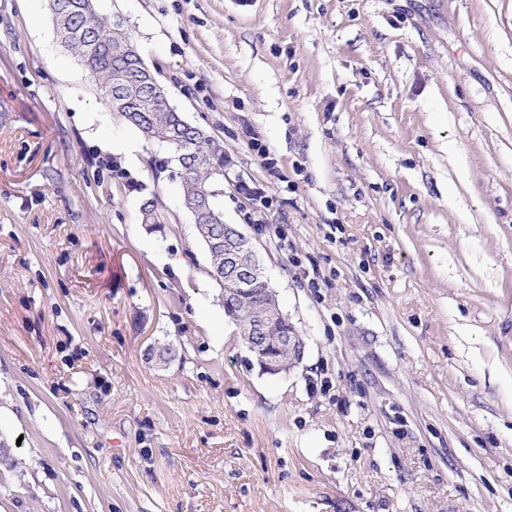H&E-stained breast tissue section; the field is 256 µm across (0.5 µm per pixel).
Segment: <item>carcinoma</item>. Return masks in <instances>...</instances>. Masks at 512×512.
<instances>
[{
  "label": "carcinoma",
  "mask_w": 512,
  "mask_h": 512,
  "mask_svg": "<svg viewBox=\"0 0 512 512\" xmlns=\"http://www.w3.org/2000/svg\"><path fill=\"white\" fill-rule=\"evenodd\" d=\"M61 47L85 66L89 82L99 89L111 115L135 129L148 143H157L170 153L178 170L182 200L208 197L213 209L224 190L217 172L224 169L223 146L205 131L188 124L179 112L162 107L161 88L142 51L127 28H116L88 0H47ZM141 223L155 227L165 215L154 197L142 199ZM208 275L224 296V249L204 246ZM158 364L167 365L178 357L174 344L152 348Z\"/></svg>",
  "instance_id": "cac0c4a2"
}]
</instances>
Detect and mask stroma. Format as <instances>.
Here are the masks:
<instances>
[{"label":"stroma","instance_id":"stroma-1","mask_svg":"<svg viewBox=\"0 0 512 512\" xmlns=\"http://www.w3.org/2000/svg\"><path fill=\"white\" fill-rule=\"evenodd\" d=\"M97 5L223 143L305 355L261 374L167 149L0 0V512H512V0Z\"/></svg>","mask_w":512,"mask_h":512}]
</instances>
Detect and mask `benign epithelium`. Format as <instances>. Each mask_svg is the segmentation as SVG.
Returning <instances> with one entry per match:
<instances>
[{"label":"benign epithelium","instance_id":"7a95c632","mask_svg":"<svg viewBox=\"0 0 512 512\" xmlns=\"http://www.w3.org/2000/svg\"><path fill=\"white\" fill-rule=\"evenodd\" d=\"M266 287L267 277L256 258L251 238L236 226H230L224 236V307L234 309L239 299L254 298ZM248 318L249 328L243 340L265 372L274 376L283 370L279 356L267 353L272 342L279 350L293 354L294 363L303 359V339L294 330L286 334L279 330L285 316L277 302L269 300L252 306Z\"/></svg>","mask_w":512,"mask_h":512}]
</instances>
